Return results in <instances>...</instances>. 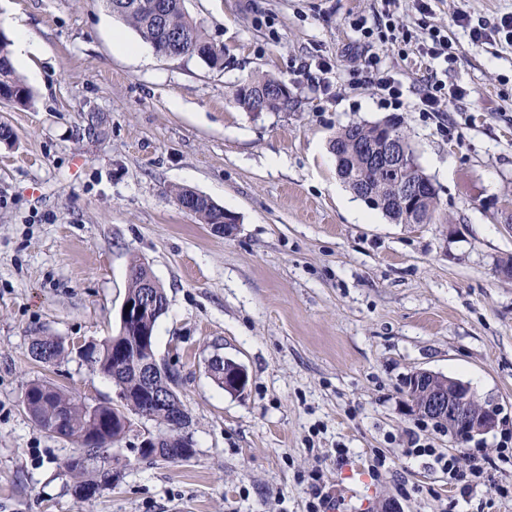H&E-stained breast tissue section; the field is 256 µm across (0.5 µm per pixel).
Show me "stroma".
<instances>
[{"label":"stroma","mask_w":512,"mask_h":512,"mask_svg":"<svg viewBox=\"0 0 512 512\" xmlns=\"http://www.w3.org/2000/svg\"><path fill=\"white\" fill-rule=\"evenodd\" d=\"M185 5L223 46V68L157 55L104 0H0L36 45L16 68L30 104L0 101L13 131L0 141V512H306L318 468L343 512H442L448 478L403 456L410 435L462 457L512 448V47L472 43L454 21L496 20L512 0H433L425 14L398 0L394 22L447 31L446 65L364 43L354 23H374L384 0ZM117 30L133 52L115 48ZM367 49L401 81L400 107L356 75ZM258 73L288 85L291 111L236 104ZM433 74L465 91L439 118L417 108ZM390 118L437 186L440 223H395L337 174V131ZM182 187L235 213L236 234L183 210ZM135 259L169 299L155 352L178 376L194 452L140 458L153 424L135 420L111 488L85 499L64 467L75 445L38 428L22 396L47 379L97 403L112 383L78 355L45 367L28 350L38 336L116 334ZM216 352L244 365L243 394L207 373ZM418 369L469 382L502 426L454 446L408 407ZM376 452L390 461L378 479ZM501 486L512 466H491L463 512H512Z\"/></svg>","instance_id":"stroma-1"}]
</instances>
